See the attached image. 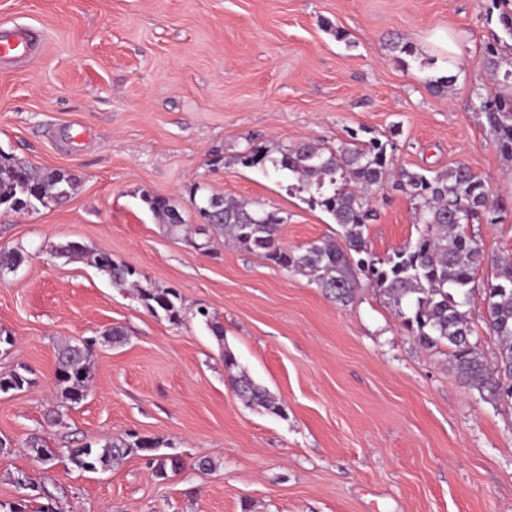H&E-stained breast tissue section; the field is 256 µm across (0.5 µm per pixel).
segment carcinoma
<instances>
[{
  "mask_svg": "<svg viewBox=\"0 0 512 512\" xmlns=\"http://www.w3.org/2000/svg\"><path fill=\"white\" fill-rule=\"evenodd\" d=\"M496 16L498 30L481 48L482 67L502 81L509 91L486 93L480 108L500 152L512 156V0H490L487 16ZM244 167L273 168L287 173L295 183L288 189L307 194V202L331 215L341 228V238H324L298 248L285 247L279 231L284 219L245 200L226 199L200 184L189 189L197 224L189 229L182 211L167 198L146 195L152 214L167 234L183 236L196 248L208 251L223 238L246 250L260 252L275 265L300 273L343 305L360 287V280L386 298L403 325L424 348L448 347L451 371L456 380L494 401L512 399V260L498 259L495 281L483 289L488 306L485 324L498 346L492 364L478 341L472 340L468 310L477 270L485 261L477 241L467 234L466 224L496 222L498 204L469 165L459 162L428 175L391 166L387 144L371 139L352 141L336 148L312 141L287 147H249L236 157ZM391 184L409 198L421 225L414 243L378 258L367 249L365 231L375 219L371 192ZM77 186L74 174L62 169H43L0 154V207L15 212L34 211L68 198ZM203 236L198 243L190 234ZM60 257L82 258L106 274L113 284L129 286L145 309L173 323L182 320L180 293L174 288H142L137 272L112 260L105 251H93L68 243L55 250ZM93 352L80 342H68L57 351L56 383L62 406L81 403L89 390ZM224 373L235 395L247 406L280 414L281 406L264 387L245 372L236 355L224 349ZM27 371L0 375V392L22 391L32 386ZM30 459L48 469L38 457L46 439L32 433L25 441ZM163 442L131 434L103 443H86L68 449L69 461L79 470L106 469L131 454L143 453L156 477L165 479L179 460L159 452Z\"/></svg>",
  "mask_w": 512,
  "mask_h": 512,
  "instance_id": "obj_1",
  "label": "carcinoma"
}]
</instances>
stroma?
<instances>
[{"mask_svg":"<svg viewBox=\"0 0 512 512\" xmlns=\"http://www.w3.org/2000/svg\"><path fill=\"white\" fill-rule=\"evenodd\" d=\"M490 0H0V23L39 29L40 48L0 66V154L78 178L67 201L0 208V249L24 262L0 282V375L27 367L24 391L0 393V501L27 512H512V404L462 386L446 347H420L373 289L345 305L306 277L231 245L197 250L168 236L143 194L192 218L188 190L279 212L288 247L337 236L321 208L278 177L236 163L250 146L392 143L393 168L468 164L504 200L472 224L488 258L469 320L487 359L482 288L512 259V160L479 105L495 89L480 64ZM413 45L414 56L397 43ZM449 75L452 87L429 79ZM224 161L211 165L212 151ZM367 248L383 258L418 236L407 196L374 189ZM76 241L135 269L147 288H176L179 323L152 316L96 268L56 257ZM224 326L216 339L197 317ZM118 327L120 344L104 338ZM94 340L90 391L61 403L57 348ZM282 412L246 406L223 351ZM34 432L56 448L135 433L169 442L177 472L155 478L132 454L94 473L27 455ZM214 467L198 470L199 458ZM27 474L48 497H29Z\"/></svg>","mask_w":512,"mask_h":512,"instance_id":"stroma-1","label":"stroma"}]
</instances>
